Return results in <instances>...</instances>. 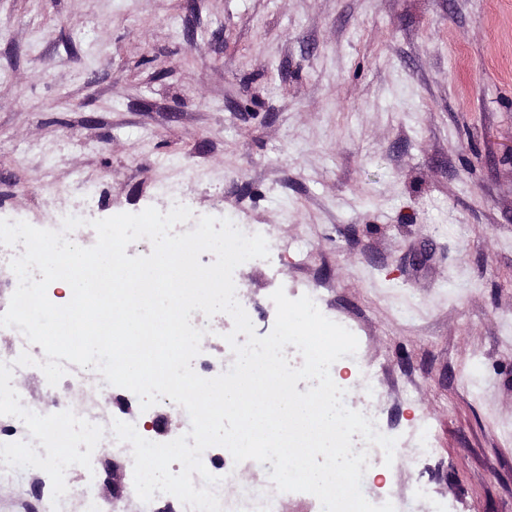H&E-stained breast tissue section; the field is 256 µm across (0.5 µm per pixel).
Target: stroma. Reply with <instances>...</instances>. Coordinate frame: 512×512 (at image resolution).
<instances>
[{
    "label": "stroma",
    "instance_id": "1",
    "mask_svg": "<svg viewBox=\"0 0 512 512\" xmlns=\"http://www.w3.org/2000/svg\"><path fill=\"white\" fill-rule=\"evenodd\" d=\"M260 228L257 335L305 288L396 438L365 497L512 512V0H0V218ZM224 512L275 493L247 460Z\"/></svg>",
    "mask_w": 512,
    "mask_h": 512
}]
</instances>
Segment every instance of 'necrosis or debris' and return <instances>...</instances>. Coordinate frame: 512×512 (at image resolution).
I'll use <instances>...</instances> for the list:
<instances>
[{
    "instance_id": "obj_1",
    "label": "necrosis or debris",
    "mask_w": 512,
    "mask_h": 512,
    "mask_svg": "<svg viewBox=\"0 0 512 512\" xmlns=\"http://www.w3.org/2000/svg\"><path fill=\"white\" fill-rule=\"evenodd\" d=\"M24 352L34 365L16 366ZM43 358L41 346L30 344L17 327H0V478L50 480L44 512H97L101 469L115 460L132 462V447L116 442L105 456H90L77 431L111 430L113 421L136 418L140 401L96 370L70 362L62 385L50 386L37 366ZM74 391L88 397L89 406L77 407Z\"/></svg>"
}]
</instances>
